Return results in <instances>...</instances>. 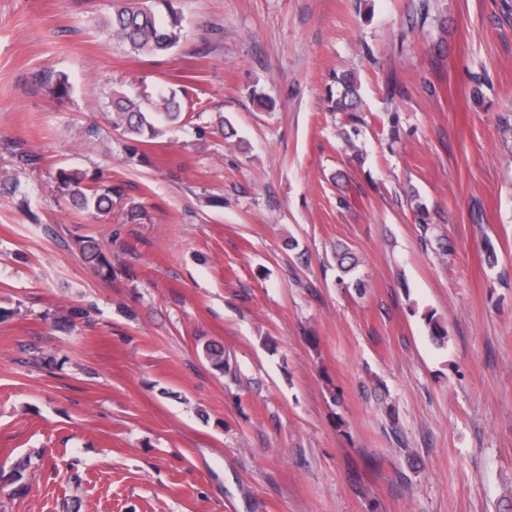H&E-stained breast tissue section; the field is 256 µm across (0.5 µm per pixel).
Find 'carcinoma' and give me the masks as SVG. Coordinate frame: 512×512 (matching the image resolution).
I'll list each match as a JSON object with an SVG mask.
<instances>
[{
	"label": "carcinoma",
	"mask_w": 512,
	"mask_h": 512,
	"mask_svg": "<svg viewBox=\"0 0 512 512\" xmlns=\"http://www.w3.org/2000/svg\"><path fill=\"white\" fill-rule=\"evenodd\" d=\"M104 27L112 35V40L136 55H163L177 48L184 40L185 31L180 12L175 8V0H113L112 13L104 21ZM43 83L48 93L61 99L69 92L68 77L63 74H47ZM343 88L337 109L350 113L358 106L359 87L354 79L345 75L341 79ZM109 122L112 129L122 137L136 144L147 143L162 134V128L184 122L187 117L183 103L177 93L163 88L143 86L130 94L120 89L112 91ZM61 183L66 187L72 202L79 208L98 216L112 210V195L119 189L110 184L92 185L85 181L78 170L61 172ZM85 259L96 268L112 269V265L102 252L100 245L93 241L82 244ZM336 267L343 274L339 282L347 288L363 292L365 281L352 276L360 260L348 247L336 246L334 255ZM430 339L437 345L448 342V331L444 322L432 312L422 314ZM204 357L212 366L224 369V350L206 342L202 347ZM31 460H22L14 468L11 480L17 484V491L29 489L31 476L26 470Z\"/></svg>",
	"instance_id": "cac0c4a2"
}]
</instances>
